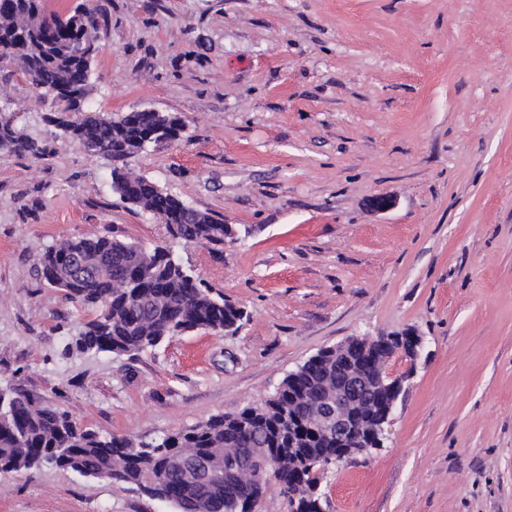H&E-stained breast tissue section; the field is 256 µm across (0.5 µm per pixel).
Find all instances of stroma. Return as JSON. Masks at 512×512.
Here are the masks:
<instances>
[{
    "instance_id": "1",
    "label": "stroma",
    "mask_w": 512,
    "mask_h": 512,
    "mask_svg": "<svg viewBox=\"0 0 512 512\" xmlns=\"http://www.w3.org/2000/svg\"><path fill=\"white\" fill-rule=\"evenodd\" d=\"M100 18L98 110L180 118L133 174L229 224L222 253L173 239L112 190L0 71L48 146L0 154V382L102 435L150 441L260 404L352 336L416 331L390 434L320 482L326 512H512V0H44ZM394 205L376 211L372 199ZM171 248L241 307L129 357L70 346L93 309L40 281L46 246ZM0 512H175L51 467L0 473Z\"/></svg>"
}]
</instances>
